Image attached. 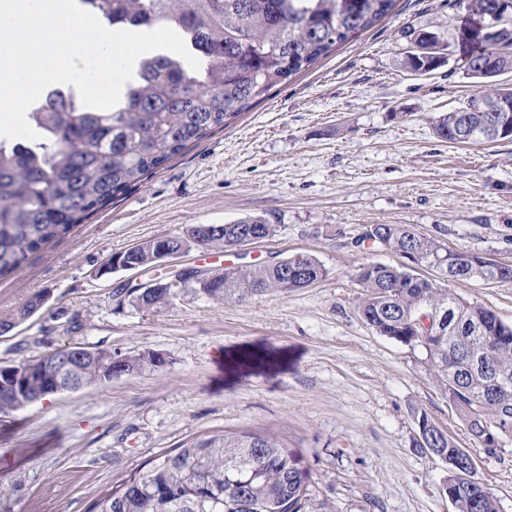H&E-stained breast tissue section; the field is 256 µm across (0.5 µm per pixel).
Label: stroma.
<instances>
[{
  "mask_svg": "<svg viewBox=\"0 0 512 512\" xmlns=\"http://www.w3.org/2000/svg\"><path fill=\"white\" fill-rule=\"evenodd\" d=\"M456 0H396L372 27L275 87L250 111L189 145L0 278V317L38 292L48 301L0 334V367L69 344L125 356L151 350L166 365L0 412V512H88L163 452L199 437H277L306 470L302 512H454L445 465L418 448L426 411L475 460V476L512 512V442L487 453L419 351L361 319V264H397L359 238L372 224H408L448 247L512 264V141L438 138L433 119L478 85L463 68L485 44ZM450 37L447 62L403 65L412 32ZM260 216L272 238L241 248L192 246L181 268L265 264L296 254L328 275L286 294L218 303L198 285L144 312L115 288L170 276L99 275L116 252L198 224ZM450 290L512 322V282ZM79 313L83 327L67 325Z\"/></svg>",
  "mask_w": 512,
  "mask_h": 512,
  "instance_id": "obj_1",
  "label": "stroma"
}]
</instances>
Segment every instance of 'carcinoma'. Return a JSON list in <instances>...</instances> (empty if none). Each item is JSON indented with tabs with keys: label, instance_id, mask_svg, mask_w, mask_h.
I'll return each instance as SVG.
<instances>
[{
	"label": "carcinoma",
	"instance_id": "carcinoma-1",
	"mask_svg": "<svg viewBox=\"0 0 512 512\" xmlns=\"http://www.w3.org/2000/svg\"><path fill=\"white\" fill-rule=\"evenodd\" d=\"M88 11L112 30L169 27L184 40L200 62L192 69L172 52L138 59L133 78L124 84L118 104L109 110L85 106L74 93L53 88L28 113L37 141L10 144L0 140V277L19 270L29 254L65 235L117 195L161 168L189 145L249 111L268 92L307 70L336 46L350 40L386 16L395 0H82ZM466 11L496 34L486 44L481 66L487 77L467 75L488 83L512 71V0H458ZM416 50L405 52L403 65L414 72L439 66L447 49L436 33L413 38ZM512 123V86L480 90L456 109L437 117L435 134L448 142L477 145L511 139L497 127ZM252 226L255 241L275 235L276 225L263 217L226 224L204 243L218 248L235 246L238 229ZM193 231L149 239L134 250L112 254L103 264L137 262L149 272L163 247L179 249L192 243ZM360 242L370 241L384 251L417 254L434 267L441 257L453 265L451 281L511 282L512 264L489 267L478 256L452 250L442 241L418 234L408 224H371ZM301 267L287 277L283 268ZM327 270L313 256L296 254L259 267L226 268L207 279L187 270L180 282L194 281L208 297L223 302L268 292L286 294L320 282ZM364 290L363 321L378 335L423 355L429 372L457 407L473 405L487 396L483 417L505 418L500 433L512 434V324L495 312L470 303L437 286L419 272L397 264L366 263L355 273ZM133 306L147 312L171 304L175 286L160 278L147 288H127ZM34 294L14 319L13 326L35 313ZM84 356L75 345L64 346L37 359L25 360L22 375L0 367V411L15 410L55 394L101 385L109 377L100 361L110 351L92 349ZM73 360V371H55L50 362ZM454 374L448 375V362ZM165 360L154 351L125 357V372L159 371ZM427 427L428 438L416 446L439 457L458 459L459 447L427 413L415 415ZM308 474L278 438L259 433H224L184 442L146 463L115 489L99 495L89 512H302ZM454 492L456 512H500L491 493L455 485L453 472L445 480Z\"/></svg>",
	"mask_w": 512,
	"mask_h": 512
}]
</instances>
